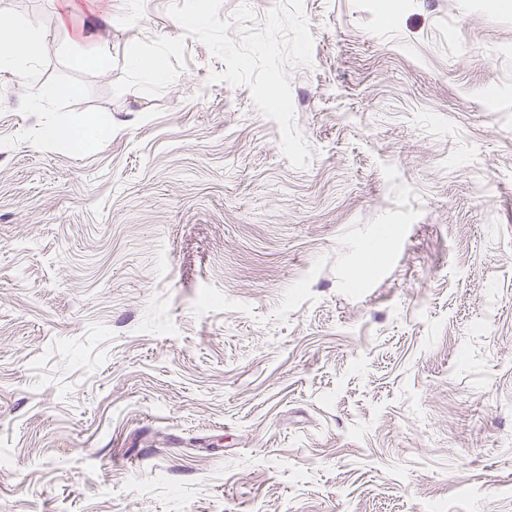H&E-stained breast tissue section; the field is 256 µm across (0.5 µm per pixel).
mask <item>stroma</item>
Instances as JSON below:
<instances>
[{
    "mask_svg": "<svg viewBox=\"0 0 512 512\" xmlns=\"http://www.w3.org/2000/svg\"><path fill=\"white\" fill-rule=\"evenodd\" d=\"M172 2L0 0V512H512V0H303L304 168ZM35 56V44L18 24L8 18L0 19V71L10 70L13 74L23 73L28 77Z\"/></svg>",
    "mask_w": 512,
    "mask_h": 512,
    "instance_id": "obj_1",
    "label": "stroma"
}]
</instances>
